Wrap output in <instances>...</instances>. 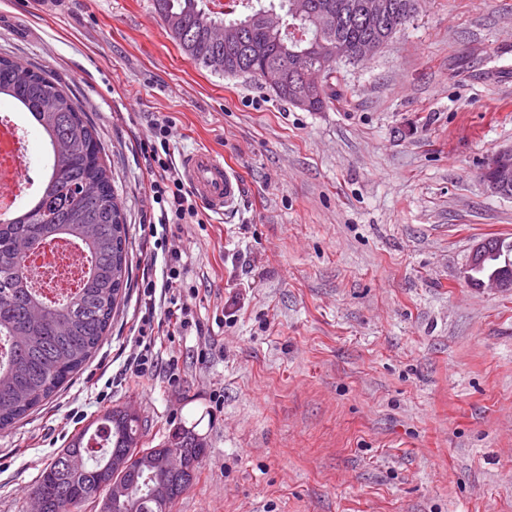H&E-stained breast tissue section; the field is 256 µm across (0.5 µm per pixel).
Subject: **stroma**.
Segmentation results:
<instances>
[{
    "label": "stroma",
    "instance_id": "stroma-1",
    "mask_svg": "<svg viewBox=\"0 0 512 512\" xmlns=\"http://www.w3.org/2000/svg\"><path fill=\"white\" fill-rule=\"evenodd\" d=\"M0 56L48 67L98 132L129 228L131 283L73 380L0 431V512H29L60 448L134 407L150 446L203 438L174 512H512V290L465 279L512 241V197L482 180L512 147V0H419L374 56L341 66L321 112L188 59L153 0H0ZM211 148L241 192L165 235L189 325L127 375L167 249L145 146Z\"/></svg>",
    "mask_w": 512,
    "mask_h": 512
}]
</instances>
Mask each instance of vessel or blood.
I'll return each mask as SVG.
<instances>
[{"instance_id":"vessel-or-blood-1","label":"vessel or blood","mask_w":512,"mask_h":512,"mask_svg":"<svg viewBox=\"0 0 512 512\" xmlns=\"http://www.w3.org/2000/svg\"><path fill=\"white\" fill-rule=\"evenodd\" d=\"M182 176L205 208L217 215L235 201L240 184L230 176L216 154L208 148L186 155L181 164Z\"/></svg>"}]
</instances>
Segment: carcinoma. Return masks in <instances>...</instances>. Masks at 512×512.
Instances as JSON below:
<instances>
[{"mask_svg": "<svg viewBox=\"0 0 512 512\" xmlns=\"http://www.w3.org/2000/svg\"><path fill=\"white\" fill-rule=\"evenodd\" d=\"M350 0H316L319 8L296 21L298 32H268L260 21L266 7L250 8L240 18L216 20L197 0H153L170 38L194 63L215 72L259 81L266 68L286 66L285 82L276 95L293 103L301 92L308 112L324 110L336 91L339 63L328 46L341 42L353 54L361 39L385 29L401 30L416 11L418 0H395L383 24L350 19ZM248 22V46L230 50L215 35L218 28ZM7 96L43 133L51 160L39 192L19 207L17 217L0 224V430L7 429L42 407L68 384L98 350L112 318L125 297L131 274L128 228L103 158L97 132L68 87L43 67L0 57V97ZM68 238L83 248L89 271L71 295L51 301L31 286L29 266L20 259L17 243L31 250L55 239ZM119 415L114 408L87 425L42 470L35 487L43 512H82L88 502L106 492L101 474L112 454L121 452L125 468L118 479L137 477L132 495L112 512H162L149 498L152 471L149 458L164 448H145L140 420ZM75 450L85 457L80 470H70L63 455Z\"/></svg>", "mask_w": 512, "mask_h": 512, "instance_id": "cac0c4a2", "label": "carcinoma"}]
</instances>
